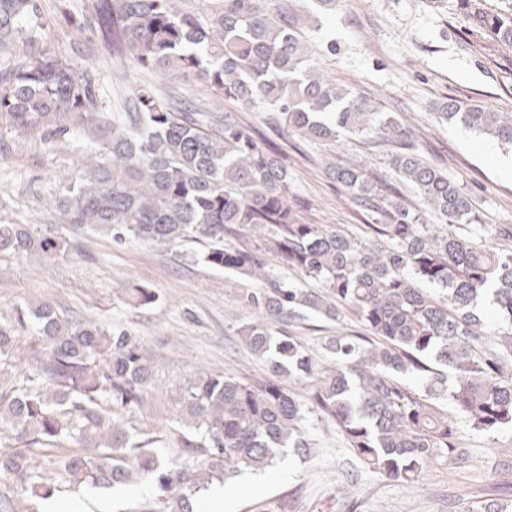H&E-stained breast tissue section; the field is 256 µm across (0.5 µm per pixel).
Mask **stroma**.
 <instances>
[{
  "label": "stroma",
  "instance_id": "stroma-1",
  "mask_svg": "<svg viewBox=\"0 0 512 512\" xmlns=\"http://www.w3.org/2000/svg\"><path fill=\"white\" fill-rule=\"evenodd\" d=\"M43 38L75 65L94 71L103 91V110L121 111L142 75L128 62L112 59L73 20L88 13L86 0H41ZM316 67L324 77L352 90L384 112L396 114L395 142L379 145L350 137L334 146L294 149L287 132L275 130L269 113L242 110L238 120L262 133H275L288 151L294 191L308 207L302 222L325 224L368 240L366 222L326 172L327 160H356L376 176L389 178L388 157L401 143H414L430 164L446 171L473 200L482 223L512 224V149L436 121L448 99L471 100L490 112L512 113V48L496 43L474 25L462 0H339L322 18L316 38ZM86 140L47 141L16 129L0 117V221L32 224L63 235L65 224L48 200L60 176L79 177ZM145 284L157 293L147 308L131 306V288ZM254 280L242 279L185 258L179 249L146 242L115 245L110 237L86 235L78 252L48 262L18 258L0 264V313L47 299L76 319H94L127 330L154 357L160 388L145 414L133 423L154 427L165 452L177 462L186 455L180 427L168 409L171 390L197 370L251 380L266 377L263 361L237 334L254 313L240 302ZM319 362H326L324 340L360 335L364 327L351 313L328 321L310 316L289 326ZM306 426L314 446L307 460L289 456L273 468L246 473L224 486L223 512H265L268 504L286 512H474L489 497L512 500V470L502 464L512 448L508 432L478 434L459 428L465 462L427 467L420 480L403 484L363 470L331 424L318 413ZM59 503L45 508L30 501L18 512H137L155 507L146 482L119 492L77 489L59 484Z\"/></svg>",
  "mask_w": 512,
  "mask_h": 512
}]
</instances>
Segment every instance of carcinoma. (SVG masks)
Instances as JSON below:
<instances>
[{"mask_svg": "<svg viewBox=\"0 0 512 512\" xmlns=\"http://www.w3.org/2000/svg\"><path fill=\"white\" fill-rule=\"evenodd\" d=\"M91 0L78 23L110 54L152 75L196 80L224 111L193 112L165 101L152 82L135 86L124 111L101 112L97 74L80 69L39 36V0H0V52L23 58L0 71V116L46 140L85 136L83 173L53 202L68 224L111 237L189 253L204 265L260 286L242 302L257 319L239 328L268 366L265 380L197 371L171 397L187 454L176 466L151 430L120 415L142 412L158 388L153 357L123 329L74 319L51 302L0 318V478L22 500H50L55 477L114 489L137 475L153 486L158 512H195L193 497L214 480L274 466L289 450L311 447L306 411L335 426L364 470L404 484L428 465L464 456L458 424L479 433L512 430V224L489 226L444 171L407 143L389 166L419 197L407 206L357 162L328 173L376 237L362 241L324 224L299 222L287 155L260 142L233 113L273 112L311 144L368 134L393 138L397 120L314 65L321 13L336 0H311L294 13L288 0ZM487 15L467 0L476 26L512 47V0ZM438 118L512 147V113L450 101ZM256 229L257 244L230 241L236 227ZM77 245L27 224L0 222V260L64 257ZM316 282L299 288L268 269L267 255ZM491 295L500 319L487 331L478 300ZM154 289L130 301L148 307ZM353 313L367 336H330L321 367L283 330L313 315ZM31 342L22 348L19 342ZM305 384L307 397L289 389Z\"/></svg>", "mask_w": 512, "mask_h": 512, "instance_id": "1", "label": "carcinoma"}]
</instances>
